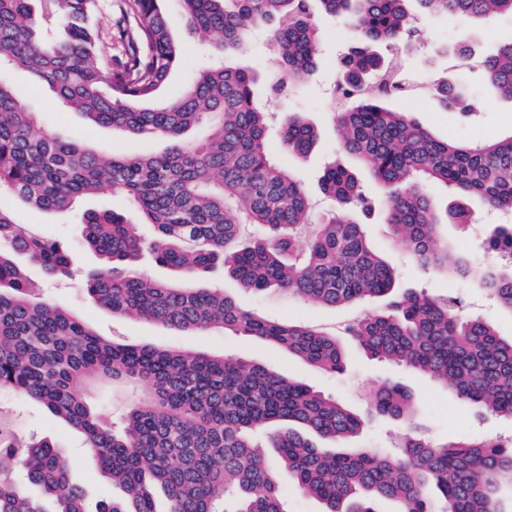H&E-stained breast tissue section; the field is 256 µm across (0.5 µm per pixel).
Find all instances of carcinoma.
Listing matches in <instances>:
<instances>
[{"label": "carcinoma", "instance_id": "obj_1", "mask_svg": "<svg viewBox=\"0 0 512 512\" xmlns=\"http://www.w3.org/2000/svg\"><path fill=\"white\" fill-rule=\"evenodd\" d=\"M189 32L211 47L212 65L162 106L152 105L179 64L159 0H122L116 56L101 40L97 0H0V68H21L90 123L165 140V151L117 156L63 132L38 134L19 88L0 74V191L32 207L69 213L76 202L109 190L140 209L154 228L142 239L112 210L83 216L82 244L100 265L84 291L112 314L151 321L181 333L219 328L275 345L328 374L344 371L336 338L301 321H268L223 291L188 282L217 264L256 293L273 287L307 303L337 307L383 298L382 310L347 328L373 359L423 374L466 403L512 418V339L465 318L453 294L432 298L395 291L396 272L371 245L358 215L377 202L356 174L333 163L320 177L333 207L303 249L298 237L312 203L297 176L273 155L268 112L255 98L256 72L231 64L256 29L270 32L279 69L269 83L280 94L317 68L320 34L312 0H180ZM345 15L357 46L341 59L344 97L333 120L344 153L386 191L387 224L424 270L472 282L512 315V272L482 265L438 240L441 219L472 224L466 201L512 211V133L472 143L438 139L392 103L412 91L379 47L420 39L421 15L512 19V0H318ZM488 84L512 100V42L475 62ZM439 109L472 114V94L458 80L429 87ZM205 126L198 142L182 135ZM319 133L299 112L285 117V152L305 156ZM453 194L445 215L429 187ZM266 235L236 246L240 227ZM150 252L178 284L143 275ZM512 255V225L486 242ZM49 278L72 276L68 247L37 224L0 210V392L28 399L75 429L100 473L124 497L102 499L97 512H288L281 470L323 512H512V443L458 435L437 444L415 423L394 456L387 448L347 454L320 447L358 435L369 418L409 420L411 396L392 385L377 389L363 417L299 380L243 357L176 347L129 345L102 338L69 309L33 294L27 265ZM129 380L146 386L120 422L92 407V382ZM265 448L275 449L268 457ZM0 512H87L85 491L48 438L18 433L13 413H0Z\"/></svg>", "mask_w": 512, "mask_h": 512}]
</instances>
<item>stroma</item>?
<instances>
[{"instance_id": "stroma-1", "label": "stroma", "mask_w": 512, "mask_h": 512, "mask_svg": "<svg viewBox=\"0 0 512 512\" xmlns=\"http://www.w3.org/2000/svg\"><path fill=\"white\" fill-rule=\"evenodd\" d=\"M160 8L169 21L173 38L183 47L180 66L159 91L158 99L164 102L190 83L195 70L203 63L204 56L184 23L179 0H161ZM313 19L320 31L321 49L318 67L306 82L280 95L269 96L266 83L276 73L277 62L270 35L264 30L252 36L247 50L238 57L237 62L259 72L262 83L258 87V94L269 111L283 116L292 112L304 113L319 131L318 142L307 157L287 155L283 158L288 169L303 180L315 204L311 220L316 223L328 205L319 189L320 172L328 162L343 158L332 123L329 96L338 77L336 63L353 45L356 33L345 18H334L318 9L314 10ZM419 26L424 34L425 47L418 52L403 51L399 54L404 74L417 85L418 90L414 95L398 100L397 109L411 113L418 123L438 138L453 135L470 141H482L512 132V102L497 98L480 72L471 75L475 95L482 101V108L475 116L463 119L439 111L432 98L423 91L425 85L438 77H454L460 73L459 62L453 54L458 43H468L474 57L478 58L493 53L500 44L512 41V20L500 18L486 25L462 17H423L419 20ZM12 80L18 87L27 90L36 115L37 130H64L83 137L98 149L128 156L157 152L164 147L163 142L155 139L90 124L79 113L59 101L47 86L33 83L27 72L15 71ZM471 206L478 216L477 223L443 224L438 228L440 238L457 245L468 255L476 254L479 245L504 221L500 213L489 210L479 201H472ZM0 208L13 212L19 223L40 225L65 244L78 248L73 279L51 282L45 280L37 270L32 271L31 276L41 282L54 301L89 322L105 338L126 344L221 350L227 354L240 355L263 363L279 374L300 379L315 390L335 396L360 414L370 409V390L397 384L411 395L413 420L426 427L431 440L440 443L459 434H470L512 442L511 419L480 412L426 376L368 358L351 337L342 335L341 330L349 320L377 309V301L362 300L332 308L286 297L276 289L259 296L243 288L225 274L220 266L195 279V287L224 289L226 294L235 297L244 307L263 318L302 320L336 334L346 353V370L340 375H328L269 344L221 331L182 335L154 323L114 316L110 311L91 303L83 291L84 275L98 266L99 259L94 253L78 247L81 215L115 210L123 215L126 223L137 225L142 236L152 234L151 227L142 224L138 210L121 197L107 192L86 197L76 205L67 221L59 214L24 206L7 192H0ZM362 222L371 242L383 251L395 268L398 288L406 291L422 289L431 296L455 293L463 301L465 316L478 317L492 324L501 338L512 337V315L503 311L493 299L462 281L448 279L435 271L421 270L404 246L392 237L385 221L384 209H376L374 213L364 216ZM142 391V386L134 382H102L91 386L86 396L90 403L103 412L117 415L135 402ZM13 407L26 432L47 435L56 441L60 452L69 462L71 479L86 489L90 500L115 495V488L101 478L95 460L81 449L79 440L64 422L48 416L32 402L17 400Z\"/></svg>"}]
</instances>
